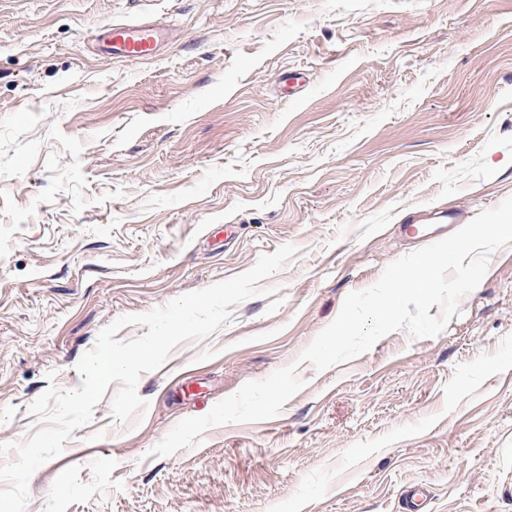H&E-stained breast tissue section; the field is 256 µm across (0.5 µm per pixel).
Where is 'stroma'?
<instances>
[{"label": "stroma", "mask_w": 512, "mask_h": 512, "mask_svg": "<svg viewBox=\"0 0 512 512\" xmlns=\"http://www.w3.org/2000/svg\"><path fill=\"white\" fill-rule=\"evenodd\" d=\"M153 22L156 56L98 46ZM300 74L302 88L281 83ZM512 196V0H0V442L76 389L98 333L252 268L270 296L110 384L29 482L26 512H512V243L431 338L392 332L319 371L298 358L398 258L418 210ZM297 364L273 418L152 448ZM55 380H48V372Z\"/></svg>", "instance_id": "obj_1"}]
</instances>
